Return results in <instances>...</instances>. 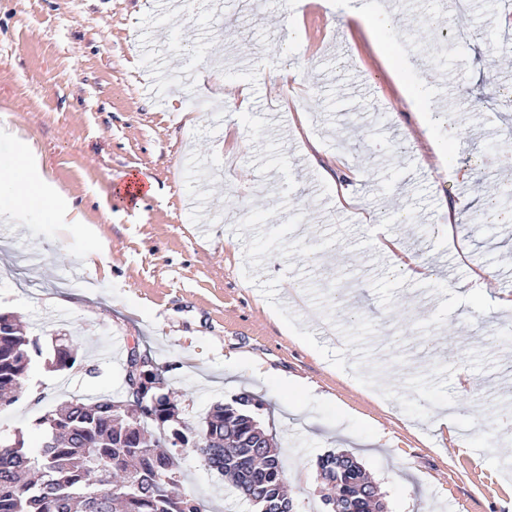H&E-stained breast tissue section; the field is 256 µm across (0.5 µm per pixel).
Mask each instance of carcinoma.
<instances>
[{
  "label": "carcinoma",
  "instance_id": "obj_1",
  "mask_svg": "<svg viewBox=\"0 0 512 512\" xmlns=\"http://www.w3.org/2000/svg\"><path fill=\"white\" fill-rule=\"evenodd\" d=\"M41 356L39 338L11 321L8 335H0V409L17 401L21 379ZM46 362L55 371L70 369L77 352L55 345ZM139 381L151 419L138 412L132 397L71 400L40 418L45 433L38 455L31 454L21 436L1 444L0 512H206L192 492L180 488L178 458L192 427L163 392L164 380L153 369H142ZM252 402L244 394L232 404L213 406L198 430L203 446L194 451L256 512L267 503L293 512L284 463L259 431L249 410ZM161 425L170 440L158 436ZM317 470L335 494V512H375L377 487L353 455L329 451L318 458Z\"/></svg>",
  "mask_w": 512,
  "mask_h": 512
}]
</instances>
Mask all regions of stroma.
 I'll return each mask as SVG.
<instances>
[{"label": "stroma", "instance_id": "35a3bbf8", "mask_svg": "<svg viewBox=\"0 0 512 512\" xmlns=\"http://www.w3.org/2000/svg\"><path fill=\"white\" fill-rule=\"evenodd\" d=\"M386 2L394 71L318 4L293 19L284 0L256 14L193 0L173 19L147 0H0V130L83 217L0 215V310L82 360L33 362L1 442L37 446L57 403L124 399L137 346L192 426L241 393L260 400L295 512H322L330 451L357 457L387 512H512V223H488L484 192L512 182L485 169L512 154L499 108L512 78L487 74L512 23L479 0L476 37L438 58L420 111L404 97L428 62L419 34L454 10ZM217 63L219 103L183 79ZM402 212L386 229L434 279L392 270L372 240L367 217ZM484 268L486 295L467 296ZM445 411L450 437L432 429ZM179 465L210 512H254L195 452ZM46 362L55 371L71 369L77 362V352L69 345H55Z\"/></svg>", "mask_w": 512, "mask_h": 512}]
</instances>
